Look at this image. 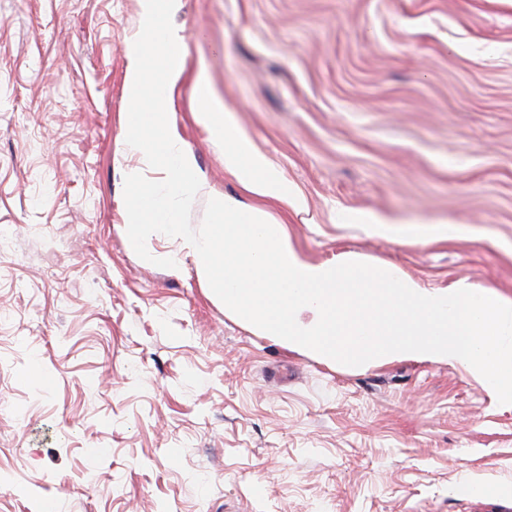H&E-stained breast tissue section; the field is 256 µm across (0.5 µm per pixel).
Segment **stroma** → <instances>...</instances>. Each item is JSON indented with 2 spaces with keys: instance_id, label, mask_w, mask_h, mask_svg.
<instances>
[{
  "instance_id": "stroma-1",
  "label": "stroma",
  "mask_w": 512,
  "mask_h": 512,
  "mask_svg": "<svg viewBox=\"0 0 512 512\" xmlns=\"http://www.w3.org/2000/svg\"><path fill=\"white\" fill-rule=\"evenodd\" d=\"M172 22L189 82L303 198L268 205L301 259L512 299V0H182ZM137 30V0H0V512L512 507V404L463 366L324 361L225 312L182 239L128 246ZM189 82L197 228L214 195L256 199ZM435 224L465 232L412 233Z\"/></svg>"
}]
</instances>
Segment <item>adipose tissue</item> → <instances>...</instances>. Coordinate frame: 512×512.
I'll use <instances>...</instances> for the list:
<instances>
[{
  "label": "adipose tissue",
  "mask_w": 512,
  "mask_h": 512,
  "mask_svg": "<svg viewBox=\"0 0 512 512\" xmlns=\"http://www.w3.org/2000/svg\"><path fill=\"white\" fill-rule=\"evenodd\" d=\"M194 110L199 122L210 133L224 141V168L253 195L301 206V199L289 198L288 186L282 176L270 169L264 159L250 148L248 140L239 136L228 123L224 109L214 94H202L194 100Z\"/></svg>",
  "instance_id": "1"
}]
</instances>
